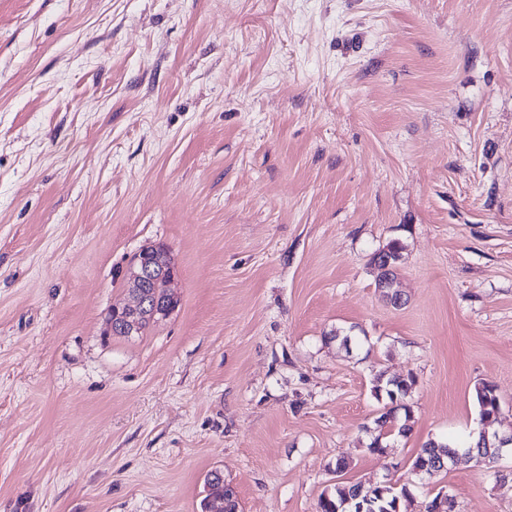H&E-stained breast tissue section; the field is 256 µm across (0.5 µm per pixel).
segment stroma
<instances>
[{"label":"stroma","mask_w":512,"mask_h":512,"mask_svg":"<svg viewBox=\"0 0 512 512\" xmlns=\"http://www.w3.org/2000/svg\"><path fill=\"white\" fill-rule=\"evenodd\" d=\"M150 245L180 304L105 335ZM483 381L512 433V0H0V512H512L511 453L413 469ZM372 266L377 272V286L381 292L396 288L397 292L400 293V290L396 287V277H394L397 269L388 248L382 247L376 251ZM415 384V379L413 376L407 377H397V378H389L384 379L382 374H378L375 379L374 392L376 396L379 398L382 396V393L388 399V402L384 404L382 412L376 418L375 423L379 430V434L373 438L369 449L372 452H379L382 446V439L384 435V429L388 427L389 423H392L395 417V412L399 409H403L405 413L406 421L410 418V407L406 405L395 406L394 398L397 396L399 399L405 400L406 397L411 392L413 386ZM207 495L203 499V507L211 495L218 496L225 500L226 508L222 512H238V501L234 487L224 480L223 474L217 470L211 471L206 478ZM384 484L364 487L362 484L336 482L325 491L319 502L320 512H400V497H406V488H401L398 500Z\"/></svg>","instance_id":"obj_1"}]
</instances>
